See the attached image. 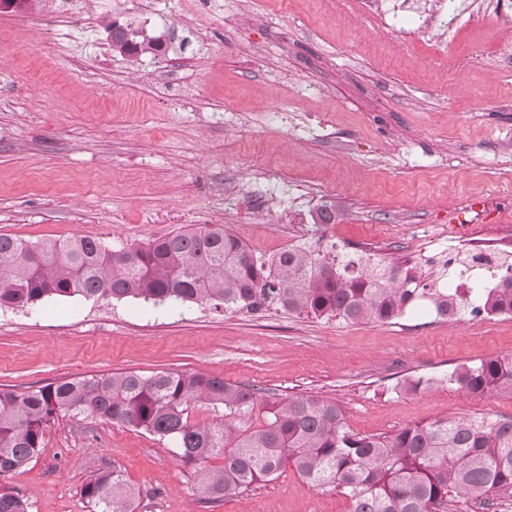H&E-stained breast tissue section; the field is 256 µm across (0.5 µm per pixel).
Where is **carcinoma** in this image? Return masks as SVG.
<instances>
[{
    "label": "carcinoma",
    "mask_w": 512,
    "mask_h": 512,
    "mask_svg": "<svg viewBox=\"0 0 512 512\" xmlns=\"http://www.w3.org/2000/svg\"><path fill=\"white\" fill-rule=\"evenodd\" d=\"M112 48L154 55L150 37L112 24ZM423 277L394 257L365 253L332 258L293 246L263 259L229 230L214 225L171 232L148 243L111 248L94 238L30 242L0 235V307H25L60 297L145 302L210 303L257 312L276 305L290 313L340 322L390 323L419 305L441 318L466 310L512 314V263L480 284L472 267L454 266L455 288H443L444 269ZM448 383L471 394L512 390V358L461 364ZM261 396L254 387L196 372L135 371L65 379L36 391L0 388V476L15 472L42 450L43 429L58 415L92 416L177 440L181 458L224 464L204 468L199 488L209 500L241 494L278 478L291 466L317 489L336 488L350 512H440L450 498L485 507L512 498V419L448 415L391 435L358 436L341 405L319 395L289 396L265 421L242 427ZM224 410V422L189 423L191 405ZM81 496L96 512H135L140 496L121 470L103 469ZM0 512H28L27 502L0 486Z\"/></svg>",
    "instance_id": "1"
}]
</instances>
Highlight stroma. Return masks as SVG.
Returning a JSON list of instances; mask_svg holds the SVG:
<instances>
[{"mask_svg": "<svg viewBox=\"0 0 512 512\" xmlns=\"http://www.w3.org/2000/svg\"><path fill=\"white\" fill-rule=\"evenodd\" d=\"M348 0H34L0 12V234L81 235L120 248L221 224L256 256L365 246L435 271L436 244L512 247V13L400 33ZM116 20L168 32L165 53L113 50ZM330 204L332 223L317 209ZM512 355V315L344 324L271 307L81 296L0 308V388L112 372L190 371L339 402L359 435L449 414L512 418V391L448 384L457 365ZM430 377L416 394L399 379ZM116 466L136 512H349L287 468L210 502L176 441L98 419L50 421L43 450L0 476L31 512H91L88 477Z\"/></svg>", "mask_w": 512, "mask_h": 512, "instance_id": "obj_1", "label": "stroma"}]
</instances>
